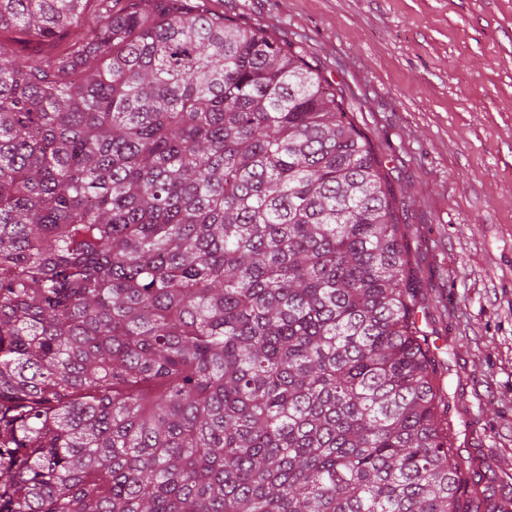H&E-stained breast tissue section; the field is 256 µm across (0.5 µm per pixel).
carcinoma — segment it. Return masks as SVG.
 Returning <instances> with one entry per match:
<instances>
[{"instance_id": "1", "label": "carcinoma", "mask_w": 512, "mask_h": 512, "mask_svg": "<svg viewBox=\"0 0 512 512\" xmlns=\"http://www.w3.org/2000/svg\"><path fill=\"white\" fill-rule=\"evenodd\" d=\"M410 265L294 46L0 0V512H465Z\"/></svg>"}]
</instances>
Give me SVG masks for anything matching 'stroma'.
Segmentation results:
<instances>
[{
  "label": "stroma",
  "instance_id": "stroma-1",
  "mask_svg": "<svg viewBox=\"0 0 512 512\" xmlns=\"http://www.w3.org/2000/svg\"><path fill=\"white\" fill-rule=\"evenodd\" d=\"M302 50L397 195L481 512H512V0H207Z\"/></svg>",
  "mask_w": 512,
  "mask_h": 512
}]
</instances>
